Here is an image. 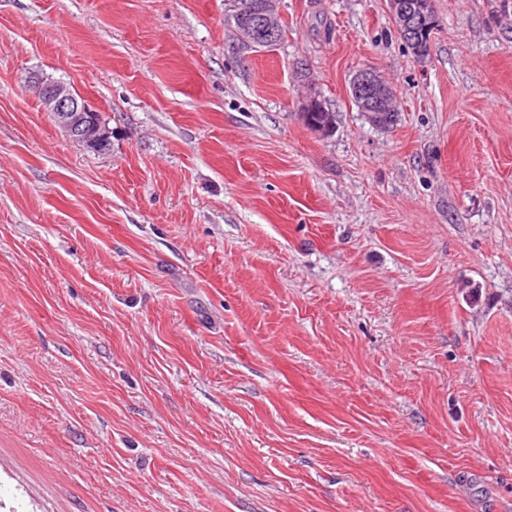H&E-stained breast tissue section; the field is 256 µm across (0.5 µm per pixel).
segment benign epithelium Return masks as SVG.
Instances as JSON below:
<instances>
[{
  "label": "benign epithelium",
  "instance_id": "1",
  "mask_svg": "<svg viewBox=\"0 0 512 512\" xmlns=\"http://www.w3.org/2000/svg\"><path fill=\"white\" fill-rule=\"evenodd\" d=\"M387 8L396 29L405 38L412 40L421 31L432 33L435 21L425 12L424 5L412 0H387ZM279 18L278 0H267L263 11L241 22V25L250 35L255 30L262 34H272ZM37 91L44 108L53 114L67 137L88 149L98 148L106 133L95 124L84 123L85 113L95 111L91 104L76 99L62 83H39ZM350 95L361 99L365 111L373 113L378 111L379 104L392 101L394 91L380 75L366 69L351 79Z\"/></svg>",
  "mask_w": 512,
  "mask_h": 512
}]
</instances>
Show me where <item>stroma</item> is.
I'll use <instances>...</instances> for the list:
<instances>
[{
  "mask_svg": "<svg viewBox=\"0 0 512 512\" xmlns=\"http://www.w3.org/2000/svg\"><path fill=\"white\" fill-rule=\"evenodd\" d=\"M434 7L0 0V512H512V5ZM264 2V0H224V24L236 31L238 22L241 19L240 13L244 11L258 12L262 9ZM237 5H240L239 12L235 9ZM279 18L278 0H267L263 6V12L256 13L250 19L240 22L245 32L250 34L251 39L243 38L242 35L240 37L254 49L266 48L255 42L253 31H260L261 34H273L274 25L278 22ZM241 49L254 50L245 45H241ZM427 3V0H415L414 2H424L423 4H416L409 0H387V8L388 12L396 26V29L401 34L400 38L407 48L411 49L415 58L420 59L426 56L422 52L416 51L419 48V44H421V40L415 45L411 44L409 40H413L414 37L418 34V32L425 31L429 34V41L431 43L432 33L435 25L434 19H432L423 8L426 6V10L435 17L438 23V17L434 9V5L432 3ZM420 10V11H419ZM431 33V34H430ZM406 38H404L403 36ZM376 92L378 95V101L376 98L370 99L369 95ZM350 95L351 97H358L361 99V105L366 112H378V104H387L394 98L393 88L375 71L371 70H360L356 77L351 79L350 82ZM366 98V99H365ZM368 102H371L368 105ZM37 91L44 108L53 114L51 115L67 137L81 143L87 149L95 150L98 147V151L108 149L112 131L105 138V143L99 146L107 132H103L95 123L90 125L84 123V112H98L91 104L85 100L76 99L62 83H38ZM328 108V111L326 109ZM324 105L322 100L318 99L316 96L309 97L300 112V117L304 122L305 126L309 129L311 128V124H322L324 121L328 120L333 123V127L336 120L335 112H332L331 109Z\"/></svg>",
  "mask_w": 512,
  "mask_h": 512,
  "instance_id": "stroma-1",
  "label": "stroma"
}]
</instances>
